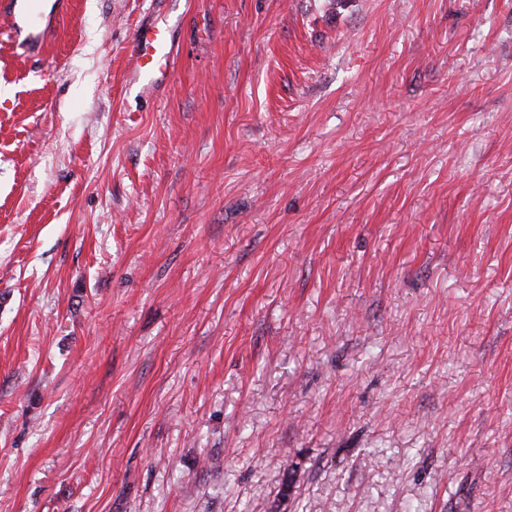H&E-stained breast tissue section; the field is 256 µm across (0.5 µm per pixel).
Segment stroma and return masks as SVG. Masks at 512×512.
<instances>
[{"label":"stroma","instance_id":"obj_1","mask_svg":"<svg viewBox=\"0 0 512 512\" xmlns=\"http://www.w3.org/2000/svg\"><path fill=\"white\" fill-rule=\"evenodd\" d=\"M0 512H512V0L0 39ZM174 49L168 30L156 26L140 28L133 39L130 77L153 90L171 77L170 59Z\"/></svg>","mask_w":512,"mask_h":512}]
</instances>
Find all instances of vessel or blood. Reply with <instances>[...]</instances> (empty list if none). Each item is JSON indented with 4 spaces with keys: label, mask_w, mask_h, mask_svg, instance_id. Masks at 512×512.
I'll list each match as a JSON object with an SVG mask.
<instances>
[{
    "label": "vessel or blood",
    "mask_w": 512,
    "mask_h": 512,
    "mask_svg": "<svg viewBox=\"0 0 512 512\" xmlns=\"http://www.w3.org/2000/svg\"><path fill=\"white\" fill-rule=\"evenodd\" d=\"M66 7L65 0H57L51 9L44 0H0V35L21 47L25 54L39 53L54 33L57 16ZM173 53L167 29H139L131 47V78L150 90L165 84L171 77L169 62Z\"/></svg>",
    "instance_id": "b4317fda"
}]
</instances>
